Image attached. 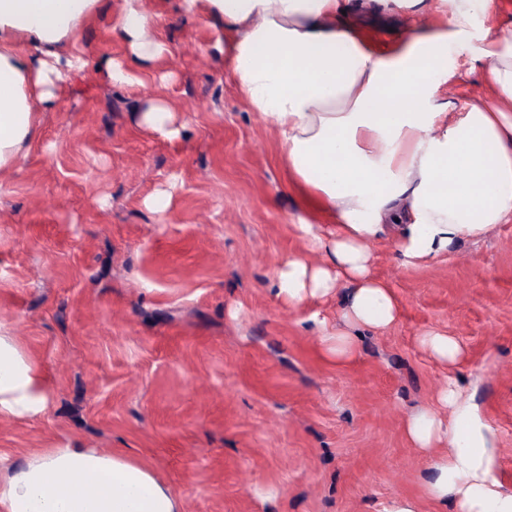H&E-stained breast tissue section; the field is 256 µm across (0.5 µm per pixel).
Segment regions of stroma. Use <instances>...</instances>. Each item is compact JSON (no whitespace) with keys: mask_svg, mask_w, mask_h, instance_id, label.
Returning <instances> with one entry per match:
<instances>
[{"mask_svg":"<svg viewBox=\"0 0 512 512\" xmlns=\"http://www.w3.org/2000/svg\"><path fill=\"white\" fill-rule=\"evenodd\" d=\"M124 0H99L76 43L87 61L42 112L36 142L0 176V327L39 367L48 393L29 420L0 417V465L46 448L121 450L183 501V512H385L393 499L440 508L424 488L435 457L404 422L432 407L448 374L421 345L454 336L466 393L483 407L512 491V223L404 265L392 237L373 272L400 298L397 322L361 331L356 356L323 354L319 315L343 327L345 295L293 305L276 271L321 263L301 238L282 148L250 110L213 45L224 26L183 0H146L167 51L145 86L103 68L124 60L112 30ZM379 15L448 37L431 109L487 101L485 35L512 34V0L454 36L446 0H379ZM174 110L160 138L138 116ZM171 196L155 213L147 202ZM140 125L149 133L171 138L179 133L175 126V115L170 106L159 99H153L148 108L140 115Z\"/></svg>","mask_w":512,"mask_h":512,"instance_id":"1","label":"stroma"}]
</instances>
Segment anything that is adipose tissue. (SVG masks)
Listing matches in <instances>:
<instances>
[{
  "mask_svg": "<svg viewBox=\"0 0 512 512\" xmlns=\"http://www.w3.org/2000/svg\"><path fill=\"white\" fill-rule=\"evenodd\" d=\"M97 0H0V173L37 137L39 116L78 51L59 56L91 21ZM374 0H206L224 23L217 46L250 109L273 125L288 181L305 212L299 229L324 255L313 266L288 260L277 272L289 303L352 285L350 328L328 338L326 354L357 353L354 330H383L400 315L394 288L372 273V243L387 229L405 264L418 266L456 242L512 223V38L486 41L480 57L500 106L454 117L432 112V81L448 39L417 34L395 58L365 49L357 16ZM127 57L108 62L112 82L139 86L165 47L149 34L141 0H125L112 21ZM331 218L327 235L317 220ZM47 405L38 366L0 331V416L27 419ZM413 447L447 446L427 496L457 512H512V491L496 479L499 459L474 396L449 378L437 405L410 416ZM0 512H182L179 496L123 452L50 448L0 479Z\"/></svg>",
  "mask_w": 512,
  "mask_h": 512,
  "instance_id": "1",
  "label": "adipose tissue"
}]
</instances>
